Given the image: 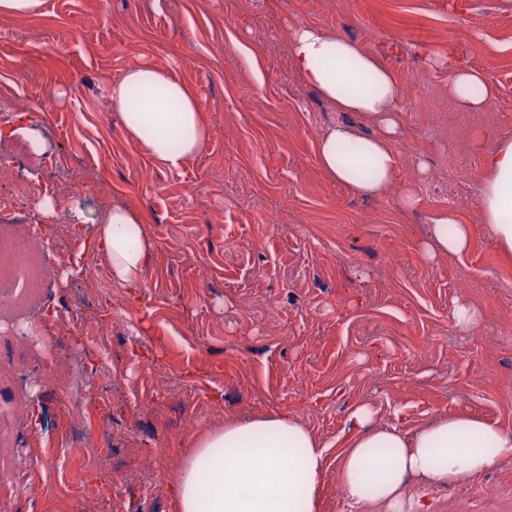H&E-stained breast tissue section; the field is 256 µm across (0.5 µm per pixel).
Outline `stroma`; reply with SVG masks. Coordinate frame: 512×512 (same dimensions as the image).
Instances as JSON below:
<instances>
[{
  "label": "stroma",
  "instance_id": "stroma-1",
  "mask_svg": "<svg viewBox=\"0 0 512 512\" xmlns=\"http://www.w3.org/2000/svg\"><path fill=\"white\" fill-rule=\"evenodd\" d=\"M299 24L398 47L387 64L403 87L399 166L381 197L318 168L323 131L358 119L294 72L286 33ZM452 41L495 86L488 111H458L447 70L418 54ZM143 62L191 85L211 127L177 172L101 109ZM20 92L40 106H0V143L34 128L46 147L0 184L21 183L16 207L59 243L52 308L0 311V512H173L167 478L184 442L273 410L326 441L320 512H342L336 455L361 402L406 430L442 411L512 425V254L476 206L485 155L512 135V0H43L0 13V97ZM115 202L154 245L137 288L84 275L109 268L93 226ZM451 208L472 246L428 258L431 219ZM462 302L481 313L467 332L451 317ZM50 323L74 325L72 344L56 346ZM420 496L428 512H512V459L406 492Z\"/></svg>",
  "mask_w": 512,
  "mask_h": 512
}]
</instances>
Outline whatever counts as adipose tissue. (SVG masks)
Masks as SVG:
<instances>
[{"instance_id":"ef3b65f1","label":"adipose tissue","mask_w":512,"mask_h":512,"mask_svg":"<svg viewBox=\"0 0 512 512\" xmlns=\"http://www.w3.org/2000/svg\"><path fill=\"white\" fill-rule=\"evenodd\" d=\"M292 67L301 82L335 111L350 112L370 126L367 134L339 122L316 143L320 170L361 198L385 193L398 167L396 142L402 133L397 108L402 89L384 62V51L313 24L288 33ZM422 57L448 71L454 105L464 112L485 111L494 89L467 65L455 45ZM161 91L155 111H146L133 90ZM124 130L157 165L179 170L199 154L210 137L205 110L189 84L172 71L146 63L125 70L109 90ZM353 145L342 154L343 145ZM481 219L492 237L512 253V137L501 139L486 157L479 196ZM113 279L139 287L152 243L138 216L113 206L96 227ZM471 227L456 214L441 215L429 228V257H453L471 246ZM355 430L336 458V480L347 512L369 503L402 512L407 484L432 490L474 478L512 457V426L469 414L443 413L414 432L378 425L369 404L350 415ZM327 446L294 414L270 411L225 420L193 437L182 464L171 476L174 512H318Z\"/></svg>"}]
</instances>
